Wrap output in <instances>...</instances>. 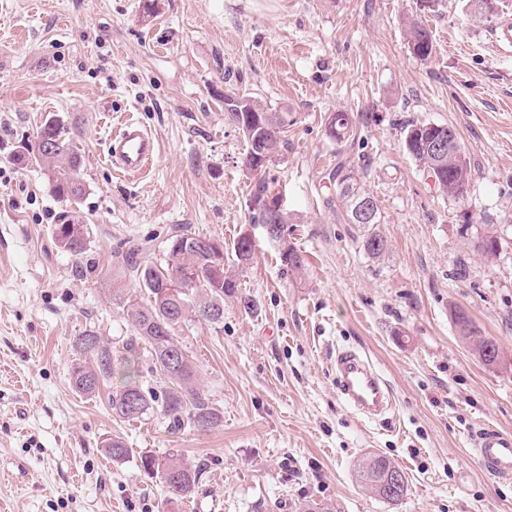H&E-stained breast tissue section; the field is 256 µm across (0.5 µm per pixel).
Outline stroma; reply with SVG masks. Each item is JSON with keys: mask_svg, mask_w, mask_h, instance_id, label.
Returning a JSON list of instances; mask_svg holds the SVG:
<instances>
[{"mask_svg": "<svg viewBox=\"0 0 512 512\" xmlns=\"http://www.w3.org/2000/svg\"><path fill=\"white\" fill-rule=\"evenodd\" d=\"M473 0H0V512H299L306 500L335 512H512V481L476 464L469 435L483 423L512 429V50ZM425 25L422 60L406 40ZM288 109V148L269 168L290 215L288 243L307 265L296 277L280 245L249 221L245 143L224 118L225 91ZM352 115L351 138L326 133ZM132 115L158 138L157 159L136 179L116 173L108 139ZM67 127L85 193L64 201L44 167L17 164L45 119ZM452 127L470 165L466 195L441 196L406 153L409 122ZM351 166L374 197L387 239L381 258L362 228L326 200L328 176ZM84 225L74 258L54 224ZM495 229L487 263L466 225ZM224 244V259L254 312L224 301V321L178 325L222 416L207 433L169 431L159 416L113 417L111 388L75 392L73 338L94 330L115 358L133 334L128 301L147 293L123 269L167 261L171 235ZM255 245L238 266L242 235ZM469 275H454L457 264ZM465 309L500 349L475 358L453 323ZM367 357L387 383L391 412L356 415L336 388L338 350ZM125 438L116 464L107 438ZM404 470L397 504L365 490V453ZM203 464L194 495L164 501L142 454ZM408 46L418 58L428 59L433 51V42L429 30L417 21H412L407 28Z\"/></svg>", "mask_w": 512, "mask_h": 512, "instance_id": "stroma-1", "label": "stroma"}]
</instances>
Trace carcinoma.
Wrapping results in <instances>:
<instances>
[{
  "label": "carcinoma",
  "mask_w": 512,
  "mask_h": 512,
  "mask_svg": "<svg viewBox=\"0 0 512 512\" xmlns=\"http://www.w3.org/2000/svg\"><path fill=\"white\" fill-rule=\"evenodd\" d=\"M408 46L411 52L422 60L428 59L433 51V42L429 30L419 22L413 21L407 28ZM241 108H231L225 112V119L235 127L242 125L251 130V147L261 156L257 162L245 166L251 182L250 195L254 201L264 198L277 199L279 195L272 188L268 170L273 161L283 154L288 140V112L265 107L254 97L241 93ZM352 131V120L346 112H335L327 126V134L336 141H343ZM448 127L432 123H413L404 130V148L417 163L426 177L434 181L437 191L448 198H461L460 187L469 184L470 166L459 148L450 147L437 157L432 154L427 142ZM38 136L50 144L45 150L37 144L23 147L15 156L19 163L33 159L42 163L48 171L52 191L68 201L79 199L85 192V186L79 175L80 157L78 149L69 136L67 128L57 119H49L41 126ZM336 211L348 224L354 223L353 209L355 193L367 195L361 189L355 170L340 163L336 167ZM383 223L380 210H375L373 220L363 226L362 247L371 258H377L384 250H377L374 242L385 241L378 230ZM54 236L58 245L74 256H81L86 250V238L83 225L62 222L55 225ZM201 235L179 233L168 238V263L157 268L148 263L137 262L138 248L131 247L126 255V263L139 283L145 288L148 303L143 306L132 304L130 315L135 336L127 347L124 365L118 366L112 346L93 330H86L75 338V346L84 361L74 364L71 370V384L80 394L93 396L99 386L112 380L114 375L123 374L122 385L111 397L112 414L130 421L141 419L151 413H158L167 421V427L173 433L185 430L207 432L220 426L222 415L213 406L210 398L197 387V370L189 360L183 348L176 342L173 331L175 326L189 318H195L211 325H219L224 320V298L234 297L247 311L255 307V300L238 292L236 278L232 271L222 270L216 274V268L224 266V246L212 241L211 247L201 248L196 240ZM471 245L479 255L488 261L496 259L502 248L501 237L483 234L476 237ZM254 245L240 237L234 244L237 263H248L253 255ZM282 261L288 270L296 275L302 274L303 256L292 246L283 247ZM187 266L196 276L194 284L178 292L180 315L177 319L169 316V307L173 298L169 294L168 281L173 269ZM452 320L463 339L467 340L472 354L486 366L494 365L487 350L493 355L499 354V345L490 336H481L473 320L463 309L451 312ZM142 345L148 349L151 358L150 371L159 376L164 383L159 391L146 389L135 379L131 363L137 360L136 347ZM104 448L112 462L121 463L129 455L125 441L114 436L105 440ZM140 468L151 477H157L163 484L166 501L182 502L190 499L198 487L203 468L174 456L160 458L153 454L140 456ZM391 472L401 475L402 484L392 493L387 485V476ZM359 483L377 499L388 504H396L407 496L409 481L405 472L388 458L368 453L357 464Z\"/></svg>",
  "instance_id": "obj_1"
}]
</instances>
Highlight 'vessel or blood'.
Here are the masks:
<instances>
[{
  "instance_id": "vessel-or-blood-1",
  "label": "vessel or blood",
  "mask_w": 512,
  "mask_h": 512,
  "mask_svg": "<svg viewBox=\"0 0 512 512\" xmlns=\"http://www.w3.org/2000/svg\"><path fill=\"white\" fill-rule=\"evenodd\" d=\"M157 151V139L141 123L130 119L123 121L120 133L110 139L108 146L111 162L126 175L142 172ZM335 364L338 390L351 408L366 416L386 409L389 389L366 357L356 350H341ZM471 444L485 473L498 480L512 479V431L484 425L473 432Z\"/></svg>"
}]
</instances>
